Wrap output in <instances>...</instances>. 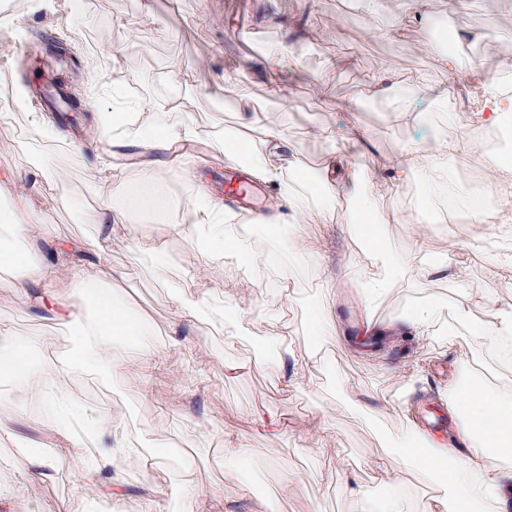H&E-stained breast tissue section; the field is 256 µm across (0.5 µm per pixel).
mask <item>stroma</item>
Here are the masks:
<instances>
[{"instance_id": "obj_1", "label": "stroma", "mask_w": 512, "mask_h": 512, "mask_svg": "<svg viewBox=\"0 0 512 512\" xmlns=\"http://www.w3.org/2000/svg\"><path fill=\"white\" fill-rule=\"evenodd\" d=\"M464 2L469 28L495 31L475 42L470 60L489 79H499L512 63L505 41L512 36V0ZM1 13L15 14L18 26L0 30V101L21 88L29 96L27 106L6 115L16 142L0 148V180L37 168L47 176L37 190L0 198V207H23L36 223L52 226L54 244L36 241L33 254L59 271L67 270L75 243L88 267L101 259L109 263L119 274L114 288L150 324L167 369L175 373L171 380L161 376L132 385L118 372L76 370L74 396L122 420L130 442L146 439L159 454L174 451L189 459L190 479L201 491L219 493L231 512H354L350 480L379 508L387 488L372 467L401 426L391 407L395 397H405L431 437H444L447 428L433 427L430 420L445 411L449 379L493 388L511 376L467 336L435 343L425 355L402 333L387 336L379 350L361 351L354 342L365 323L357 284L379 267L363 257V242L351 225L310 224L309 248L300 261L252 266L221 254L201 257L193 236L172 231L186 223L198 190L224 194L222 176L230 166L212 142L232 133L257 145L274 124L287 133L301 172L321 171L333 152L355 165L360 189L396 215L384 230L395 252L420 265L433 257L461 269L451 284L425 276L427 294L468 293L480 314L491 303L512 307V279L496 273L492 251L469 247L482 238L492 250L512 249V226L475 224L466 216L445 220L442 202L428 212L415 205V196L426 189L421 178L393 181L395 156L475 129L473 99L461 79L449 78L444 98L429 85L408 82L441 72L443 55L431 47L430 24L455 25L449 0H382L374 16L365 0H151L147 14L141 0H86L79 15L68 13L65 0H56L51 10L37 8L36 0H0ZM324 20L337 25L329 44L314 36ZM133 27L140 33L134 42L128 38ZM59 44L77 63L67 74L69 85L103 84L108 93L84 102L75 124L60 126V140L48 141L32 126L29 112L43 108L34 73L45 69L47 55ZM281 45L289 52L273 80L265 57ZM388 69L396 79L387 97H370L369 78ZM136 101L157 114H187L194 129L175 145L149 195L140 189L142 169L158 153L115 147L98 131L103 113L124 111ZM323 128L334 129L336 139L320 136ZM107 159L121 172V187L101 182ZM104 206L128 222L117 228L101 257L99 228L86 216ZM141 236L153 251L139 252ZM202 267L209 272L204 280L198 275ZM327 272L346 280L340 294L321 288ZM223 289L244 311L242 322L209 312L179 325L181 342L172 344L174 293L202 299ZM318 307L342 323L349 340L319 342L310 325ZM269 311L282 313L294 331L290 365L320 359L313 373H300L289 389L266 368L267 357L259 351L276 341V326L264 318ZM11 331L19 340L53 334L55 359L70 357L75 348L71 332L57 327L41 306ZM1 418L28 443L53 440L54 421L33 400L0 385ZM229 431L247 439V458L225 460ZM296 470L310 472V480L296 496L279 498L282 476ZM178 476L174 467L157 471L128 461L122 495L114 500L109 476L90 490L64 464L28 491L0 500V512H59L65 501L71 512H143L147 487L165 512H192L188 501L169 493Z\"/></svg>"}]
</instances>
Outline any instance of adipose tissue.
<instances>
[{"instance_id":"obj_1","label":"adipose tissue","mask_w":512,"mask_h":512,"mask_svg":"<svg viewBox=\"0 0 512 512\" xmlns=\"http://www.w3.org/2000/svg\"><path fill=\"white\" fill-rule=\"evenodd\" d=\"M444 70V76L429 81L437 96L448 94L447 74H459L466 78L472 90L487 92L476 114L480 123L512 121V99L491 93L490 81L471 62L451 56ZM111 131L119 145L137 140L171 147L189 135L190 125L183 120L145 130L126 117L112 124ZM474 147L473 140L462 137L438 140L424 147L420 156L400 154L394 168L402 180L422 175L431 192L448 191L463 201L471 218L491 224L495 216L488 203L489 191L493 188L505 193L512 191V160L494 162L490 185L461 186L450 181L449 156ZM212 148L223 155L226 163L245 165L251 180L276 186L270 213L259 219L260 224L273 229L270 241L274 254L298 258L306 252L309 232L300 217L308 211L314 212L317 222L324 224L331 206H338L345 223L367 231L382 230L395 219L393 213L373 208L368 198L358 195L354 166L333 153L322 163L327 198L314 206L298 195L294 188L291 146L281 129H272L262 145L251 149L230 136L214 141ZM0 226L8 230L7 237L0 239V264L10 265L18 273L17 298L0 302V377L6 379L15 393L46 397L57 416L56 443L37 454L19 452L13 460L17 490H25L51 476L65 463L76 471L80 483L87 485L98 484L101 473L115 471L131 459L142 461L151 469L163 468L161 456L130 446L122 421L84 405L70 391L72 373L79 367L100 373L119 371L129 383L139 384L150 379L162 365L160 348L146 338L143 327L133 318L131 307L108 288L111 266L99 263L92 278L84 267H70L68 278L73 293L80 298L92 296L95 302L94 314L83 313L76 305L58 301L57 267L35 260L24 248L33 230L51 237L49 225L33 227L25 211L18 208L0 210ZM173 232L195 234L202 241L205 253H228L248 264L256 260L249 239L241 231L240 219L226 216L223 201L207 193L198 194L190 223L174 225ZM375 254L384 268L379 275L364 277L358 291L367 329L380 336L395 333L396 328L377 324L374 311L378 303L393 284L421 287L426 270L393 253L386 244L376 247ZM45 303L52 304L59 326H77L78 344L75 358L56 360L36 369L29 355L49 350L52 337L36 336L20 343L12 336L10 327L26 314L29 306ZM447 311L452 314L454 326L466 330L484 351H495L502 337L512 338V307L490 306L485 319L480 320L474 314L470 296L463 293L452 295L447 301L421 297L401 318L412 336L423 341L433 335ZM447 412L469 443L466 455H458L455 448L432 443L426 431L415 423L409 407H402V427L393 439L391 450L375 464L379 478L388 487L383 512H407L401 482L407 472L424 475L437 489L436 494L424 501L422 512H507L512 507V385L502 384L494 391H466L458 382H449ZM89 445L94 447V454H86Z\"/></svg>"}]
</instances>
